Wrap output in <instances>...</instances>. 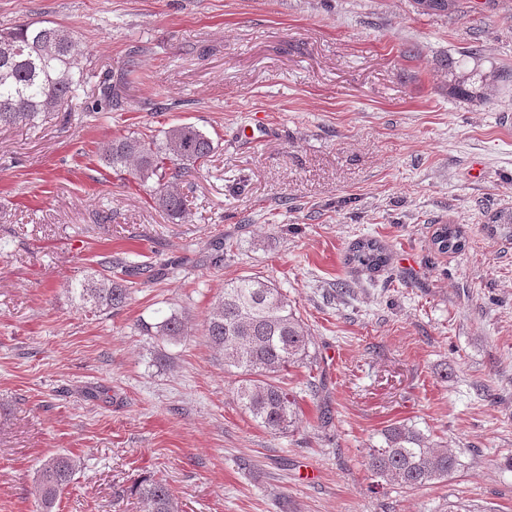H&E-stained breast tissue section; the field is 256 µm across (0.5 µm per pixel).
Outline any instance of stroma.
Wrapping results in <instances>:
<instances>
[{
	"label": "stroma",
	"mask_w": 512,
	"mask_h": 512,
	"mask_svg": "<svg viewBox=\"0 0 512 512\" xmlns=\"http://www.w3.org/2000/svg\"><path fill=\"white\" fill-rule=\"evenodd\" d=\"M0 0V29L76 35L82 83L34 125L0 128V512H35L45 458L78 470L54 512H512V80L448 94L449 58L512 73V0ZM117 110L91 112L104 79ZM191 123L216 149L169 216L97 148ZM466 247L442 254L438 225ZM390 253L349 264L356 240ZM153 270L120 310L72 284L102 256ZM287 294L310 337L282 373L298 427L271 435L234 399L204 334L224 284ZM178 341L146 335L158 313ZM394 423L455 449L448 480L409 491L365 456ZM348 261L362 269L379 271L387 267L389 254L378 240L364 238L352 245ZM147 335L154 332L151 336H162L169 340H178L181 336L187 335V326L181 317L176 314L164 316L160 322L150 325H144ZM152 329H155L152 331ZM130 493L145 504L147 512H179L174 494L162 481L143 477L130 488Z\"/></svg>",
	"instance_id": "35a3bbf8"
}]
</instances>
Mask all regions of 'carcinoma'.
<instances>
[{
  "label": "carcinoma",
  "instance_id": "cac0c4a2",
  "mask_svg": "<svg viewBox=\"0 0 512 512\" xmlns=\"http://www.w3.org/2000/svg\"><path fill=\"white\" fill-rule=\"evenodd\" d=\"M426 12H459V0H415ZM78 41L65 26L31 21L0 30V126L31 123L57 111L81 82ZM471 50L448 58V94L470 100L491 95L500 74L496 71L465 74L464 58ZM118 101L112 85L101 87L96 108L110 111ZM214 140L198 127L181 123L163 131L162 141L133 135L116 136L98 149L102 163L116 171L130 170L143 183L157 178L153 189L159 207L171 216L184 211V197L174 181L188 166L204 161L214 151ZM432 244L441 253H458L466 246L459 228L442 224ZM348 261L369 271L387 267L389 254L375 239H359L351 247ZM101 265L120 274H92L75 285L88 313L118 310L130 299V278L144 270L105 256ZM147 333L178 340L187 335L182 318L170 314L145 325ZM210 345L224 354V365L235 370L233 387L237 403L270 433L283 434L297 423L296 401L281 385L280 373L300 365L309 357L311 339L296 311L271 281L245 275L224 284V294L211 308L204 325ZM367 468L385 481L408 490H418L446 480L461 466L459 455L441 448L413 425L392 424L380 432V442L369 448ZM77 461L68 455L47 457L38 470L36 495L42 512H53L55 504L71 484ZM130 493L145 504L147 512H179L170 487L143 477Z\"/></svg>",
  "mask_w": 512,
  "mask_h": 512
}]
</instances>
